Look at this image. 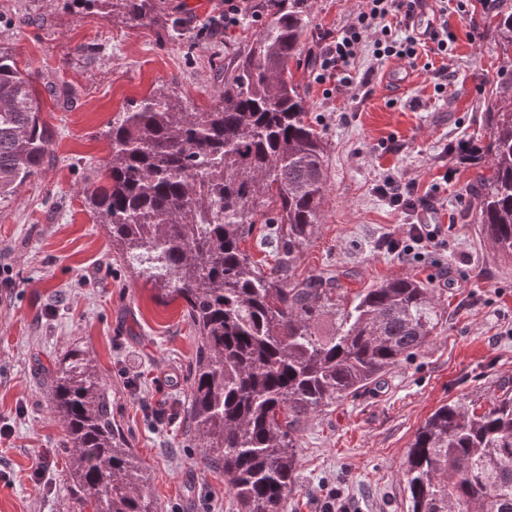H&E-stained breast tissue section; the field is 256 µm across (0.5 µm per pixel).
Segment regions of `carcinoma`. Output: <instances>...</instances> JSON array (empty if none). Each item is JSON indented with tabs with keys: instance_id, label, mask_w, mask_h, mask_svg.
Listing matches in <instances>:
<instances>
[{
	"instance_id": "1",
	"label": "carcinoma",
	"mask_w": 512,
	"mask_h": 512,
	"mask_svg": "<svg viewBox=\"0 0 512 512\" xmlns=\"http://www.w3.org/2000/svg\"><path fill=\"white\" fill-rule=\"evenodd\" d=\"M303 2L288 0L256 32L224 70L210 110L190 112L175 91L157 89L113 118L109 155L83 187L126 266L184 303L197 340L186 415L201 462L224 471L236 512H285L301 423L379 382L441 319L434 290L415 277L366 288L349 303L334 276L287 280L327 191L326 142L289 69L308 26ZM65 4L132 27L162 10L161 0ZM496 17L507 55L512 11ZM32 81L0 46V206L50 154L52 130ZM485 129L467 154L476 169L472 211L483 238L512 261V95L491 105ZM259 222L281 246L267 271L243 247ZM47 386L71 489L93 512H157L148 470L112 415V386L93 360L70 351ZM403 467L410 512H512V391L482 410L462 400L437 408Z\"/></svg>"
}]
</instances>
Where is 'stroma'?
Instances as JSON below:
<instances>
[{"mask_svg":"<svg viewBox=\"0 0 512 512\" xmlns=\"http://www.w3.org/2000/svg\"><path fill=\"white\" fill-rule=\"evenodd\" d=\"M149 26L121 17L80 18L63 0H0V46L35 73L42 115L55 133L41 173L0 207V512H92L69 486L64 427L53 414L44 371L73 349L112 386V410L150 471L158 512H235L222 471L200 464L189 432L188 370L195 335L182 300L158 296L131 276L87 208L81 187L109 153L105 131L118 112L160 87L195 111L209 110L224 68L258 26L206 34L224 0H162ZM310 20L293 79L308 118L327 143L320 224L301 247L290 280L332 270L347 298L379 282L428 281L442 312L430 341L374 385L301 425L297 485L286 512H408L402 464L418 427L439 406L486 401L512 389V262L495 256L466 213L475 171L460 149L484 132L512 61L492 22L512 0H448L447 55L418 49L411 82L371 70L363 45L355 92H326L309 57L325 35L357 15L360 0H306ZM61 92L49 94L47 84ZM394 177L430 199L422 219L435 242L412 254L382 249L411 220L380 196ZM165 415L156 424L154 413ZM51 449L48 481L31 474Z\"/></svg>","mask_w":512,"mask_h":512,"instance_id":"obj_1","label":"stroma"}]
</instances>
